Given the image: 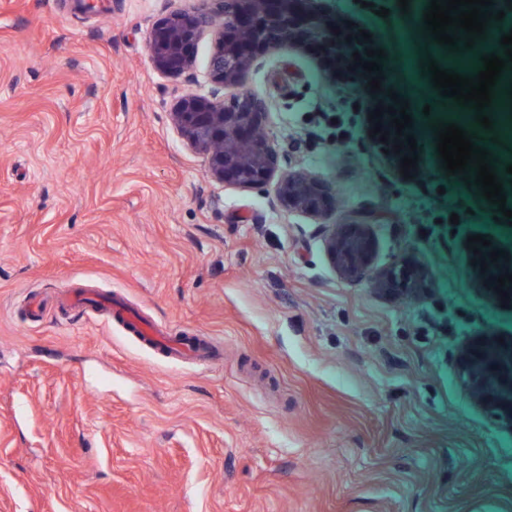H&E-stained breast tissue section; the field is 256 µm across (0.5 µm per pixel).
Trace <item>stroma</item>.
<instances>
[{"instance_id":"obj_1","label":"stroma","mask_w":512,"mask_h":512,"mask_svg":"<svg viewBox=\"0 0 512 512\" xmlns=\"http://www.w3.org/2000/svg\"><path fill=\"white\" fill-rule=\"evenodd\" d=\"M201 5L0 0V512H512V410L463 356L468 337H512L495 293L512 261L479 273L467 248L482 234L512 253V222L436 153L448 101L422 64L448 48L414 2L293 0L326 32L248 73L278 167L243 189L170 119L210 88V36L182 75L148 50ZM369 47L387 55L377 91L353 58ZM394 92L413 109L406 175L390 115L369 118ZM295 172L332 189L326 217L279 205ZM367 212L371 265L342 279L327 242ZM407 262L421 279L389 285ZM88 290L210 358L82 313Z\"/></svg>"}]
</instances>
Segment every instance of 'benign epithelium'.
I'll list each match as a JSON object with an SVG mask.
<instances>
[{"label": "benign epithelium", "mask_w": 512, "mask_h": 512, "mask_svg": "<svg viewBox=\"0 0 512 512\" xmlns=\"http://www.w3.org/2000/svg\"><path fill=\"white\" fill-rule=\"evenodd\" d=\"M204 30L212 37L208 60L212 88L182 95L172 109V122L187 144L205 156L215 180L241 188L261 187L277 165L261 121L269 105L243 89V81L260 54L288 46V33L308 37L310 29L286 8L268 12L262 0H203V7L174 11L152 28L148 48L155 68L168 75L191 71L195 45ZM226 88L236 89L228 104ZM278 200L289 211L322 215L330 207L332 192L320 181L294 174L280 182ZM364 226L362 220L345 224L328 242L331 262L344 279L360 276L368 266Z\"/></svg>", "instance_id": "obj_1"}]
</instances>
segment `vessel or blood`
<instances>
[{"instance_id": "obj_1", "label": "vessel or blood", "mask_w": 512, "mask_h": 512, "mask_svg": "<svg viewBox=\"0 0 512 512\" xmlns=\"http://www.w3.org/2000/svg\"><path fill=\"white\" fill-rule=\"evenodd\" d=\"M111 314L114 321L140 341L166 355L186 352L203 354L202 345L186 342L174 336L163 335L160 330L142 321L128 309L121 299H113ZM473 356L469 369V382L504 405L512 404V338L475 337L470 349Z\"/></svg>"}]
</instances>
